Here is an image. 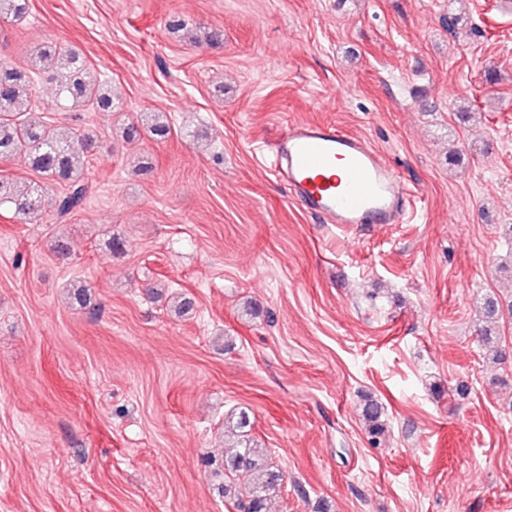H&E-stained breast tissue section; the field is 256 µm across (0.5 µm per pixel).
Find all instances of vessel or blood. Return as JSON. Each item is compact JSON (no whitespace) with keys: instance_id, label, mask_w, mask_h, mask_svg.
Returning <instances> with one entry per match:
<instances>
[{"instance_id":"vessel-or-blood-1","label":"vessel or blood","mask_w":512,"mask_h":512,"mask_svg":"<svg viewBox=\"0 0 512 512\" xmlns=\"http://www.w3.org/2000/svg\"><path fill=\"white\" fill-rule=\"evenodd\" d=\"M270 168L325 224L400 223L410 194L382 153L331 123L287 126Z\"/></svg>"}]
</instances>
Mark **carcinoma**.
Segmentation results:
<instances>
[{
	"label": "carcinoma",
	"instance_id": "obj_1",
	"mask_svg": "<svg viewBox=\"0 0 512 512\" xmlns=\"http://www.w3.org/2000/svg\"><path fill=\"white\" fill-rule=\"evenodd\" d=\"M28 13V0H0V19L20 21ZM47 73L57 84V98L65 108L90 107L98 112H111L117 107L108 83L95 74L81 53L69 46L48 40L33 51L30 66L23 67L0 59V161L19 160L41 178L67 186L59 197L57 210L65 215L76 209L84 198L81 176L88 164V153L95 144L92 130L81 126H60L34 115L32 89L34 78ZM141 126L151 135L163 139L171 133L168 123L152 112L141 115ZM139 126V127H141ZM139 127H127L126 136L133 140ZM13 210L23 224L31 223L41 206L38 189L20 186L0 174V207ZM486 326L482 328L484 345L492 343L491 323L499 313V304L486 301L482 306ZM362 416L369 442L380 444L385 421L383 407L373 399L366 400ZM251 427L247 413H240L235 430L239 431L235 446L224 451L220 467L225 481L217 487L218 495L233 502L237 512H267L270 493L281 485L282 475L266 462L265 449L246 438ZM243 475L248 488L241 492L234 478Z\"/></svg>",
	"mask_w": 512,
	"mask_h": 512
}]
</instances>
